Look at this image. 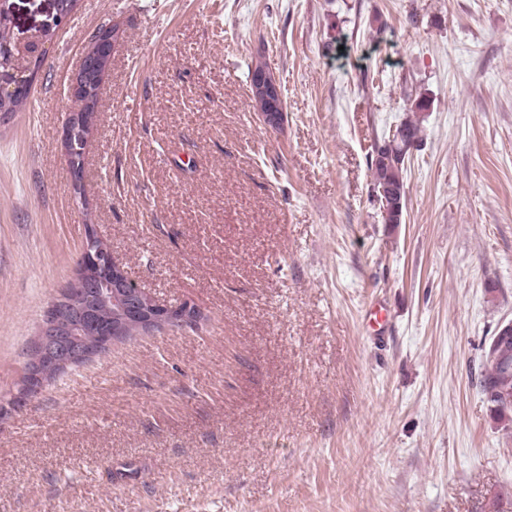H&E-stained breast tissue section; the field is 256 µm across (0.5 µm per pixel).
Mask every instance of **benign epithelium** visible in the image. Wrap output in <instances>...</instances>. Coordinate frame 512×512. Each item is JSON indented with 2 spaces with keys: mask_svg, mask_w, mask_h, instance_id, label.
<instances>
[{
  "mask_svg": "<svg viewBox=\"0 0 512 512\" xmlns=\"http://www.w3.org/2000/svg\"><path fill=\"white\" fill-rule=\"evenodd\" d=\"M71 17L58 7L45 15L37 27L54 32L63 30ZM98 52L111 58L112 31L100 28L93 32L85 54ZM252 99L263 123L273 129L286 120L285 105L280 83L272 72L263 70L251 78ZM91 123L83 112L67 113L64 129V154L69 165L76 170L84 167V154ZM99 238L94 226L88 224L82 249L81 265L78 266L74 285L78 291L102 297L115 306L116 319L101 343L92 346L79 336L80 324L68 313L72 289L63 290L51 299L43 311L38 326L36 347L45 359V367H27V382L20 385L10 402L19 409L40 394L43 387L58 375L74 367L86 364L105 354L113 345L127 339L129 318L138 321L144 335L160 332L167 327H192L198 313L186 304L171 305L157 299L143 288H126L127 273L124 266L112 256V251L98 246Z\"/></svg>",
  "mask_w": 512,
  "mask_h": 512,
  "instance_id": "1",
  "label": "benign epithelium"
}]
</instances>
